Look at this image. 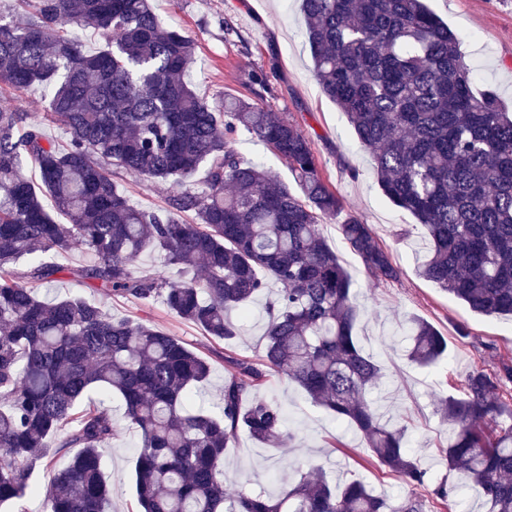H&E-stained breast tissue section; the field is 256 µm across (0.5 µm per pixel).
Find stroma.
Segmentation results:
<instances>
[{"label":"stroma","instance_id":"stroma-1","mask_svg":"<svg viewBox=\"0 0 512 512\" xmlns=\"http://www.w3.org/2000/svg\"><path fill=\"white\" fill-rule=\"evenodd\" d=\"M151 5L166 23L194 39L190 81L210 103L220 104L227 96L249 97L250 73L272 71L268 105L310 137L323 178L343 200V209L322 219L318 229L353 280L360 310L357 339L382 368L379 385L367 391L366 397L385 416L407 424L408 448L428 472L426 485L410 490L372 461L357 430L337 421L296 384L272 372L253 394L283 407L292 443L276 451L239 433L224 452L228 492L244 488L275 493L296 472L319 466L330 481L357 477L378 495L399 499L417 494L432 512H484L481 500L462 489L461 476L448 472L440 450L448 445L449 431L440 424L433 400L439 393H455L472 368L490 369L500 361H512V319L474 313L418 276L417 267L428 254L426 231L408 212L383 197L370 155L360 147L345 115L316 82L299 0H151ZM428 6L463 39L475 90H495L503 102L511 103L512 0H428ZM45 104L41 88L0 84V108L29 113L42 123L49 138L65 144V129L50 119ZM235 147L245 159L275 171L282 182L292 183L287 163L247 131L237 133ZM112 181L134 204L149 210L164 209L172 192L171 185L125 172L113 173ZM352 218L369 224L389 249L400 270L397 280L374 277L342 239L338 226ZM35 292L43 298L81 293L113 317L144 321L176 336L211 365L210 378L200 387L198 397L207 406L220 402L224 382L232 372L231 360L260 361L265 305L276 295L275 288H268L257 296L248 314L232 313L241 333L225 341L174 317L162 303L144 305L85 289L65 273L58 282L36 287ZM413 318L433 323L447 336L448 353L438 364L421 367L405 359L402 328ZM461 326L467 328V338H459ZM137 446V433L125 428L101 451L104 476L112 489V512H139L133 489ZM68 462V457L58 456L38 464L31 478L34 493L18 502L14 512H44L51 483ZM446 480L457 484L456 494L444 501L436 499L434 488Z\"/></svg>","mask_w":512,"mask_h":512}]
</instances>
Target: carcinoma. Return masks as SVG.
<instances>
[{"mask_svg": "<svg viewBox=\"0 0 512 512\" xmlns=\"http://www.w3.org/2000/svg\"><path fill=\"white\" fill-rule=\"evenodd\" d=\"M22 16L0 15V81L48 92V114L66 145L26 112L0 109V506L34 492L36 465L77 449L46 497V512H110L112 489L99 449L122 427L140 437L134 483L142 512H424L411 495L392 501L354 478L337 487L302 474L272 497L224 488V450L239 432L267 448L288 447L283 408L249 398L270 370L362 435L372 457L403 484L426 472L406 445V425L385 420L365 397L381 368L354 334L353 282L317 224L341 199L321 176L311 139L265 106L264 70L251 98L211 104L187 79L195 43L165 25L149 0H16ZM314 77L352 125L378 186L428 237L418 275L486 317L512 316V110L475 92L458 33L425 0H302ZM94 29L97 51L65 33ZM244 129L286 160L295 194L244 159ZM35 162L41 184L26 162ZM202 188H181L162 211L136 207L112 170ZM52 201L47 209L43 197ZM195 222L186 223L183 214ZM340 233L381 280L400 272L369 225ZM78 244L92 261L61 263ZM146 250L163 273L136 276ZM67 272L89 288L161 300L173 316L226 340L239 336L228 312L247 313L275 283L266 307L262 363L232 362L222 405L191 398L209 362L154 326L109 316L82 296L37 297L32 283ZM407 360L438 363L448 338L430 322L407 324ZM512 362L475 368L459 394L434 402L451 432L441 449L448 472L464 474L487 512H512ZM92 389L103 399L78 415ZM118 397L124 423L106 400ZM135 275H150L156 272L164 271L169 280L173 283L178 282V276L175 270L165 268L162 256L158 252L147 250L133 268Z\"/></svg>", "mask_w": 512, "mask_h": 512, "instance_id": "obj_1", "label": "carcinoma"}]
</instances>
